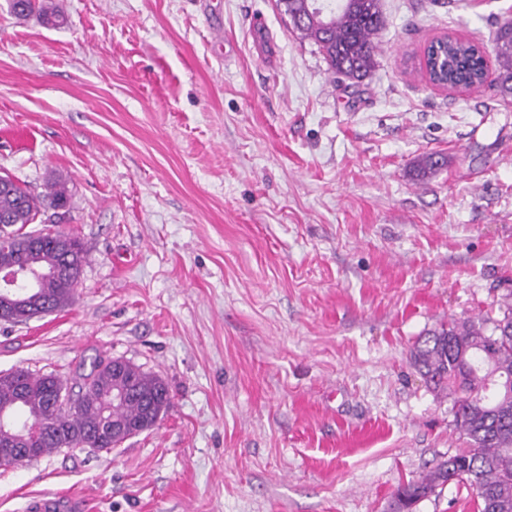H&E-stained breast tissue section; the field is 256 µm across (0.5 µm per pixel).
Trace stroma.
I'll use <instances>...</instances> for the list:
<instances>
[{"label": "stroma", "mask_w": 512, "mask_h": 512, "mask_svg": "<svg viewBox=\"0 0 512 512\" xmlns=\"http://www.w3.org/2000/svg\"><path fill=\"white\" fill-rule=\"evenodd\" d=\"M0 0V172L65 179L74 301L0 323V372L71 382L95 357L162 379L158 424L110 451L0 466V512H386L462 448L409 349L512 293V98L422 76L512 0H381L377 64L339 80L276 0ZM445 167L412 174L428 154ZM9 5L11 11L16 15L19 14L18 16L41 11L47 24L58 25L60 23V17L43 3L40 4L38 0H10ZM76 508H79V505L72 498L53 495L30 503L27 510L32 512H72Z\"/></svg>", "instance_id": "1"}]
</instances>
